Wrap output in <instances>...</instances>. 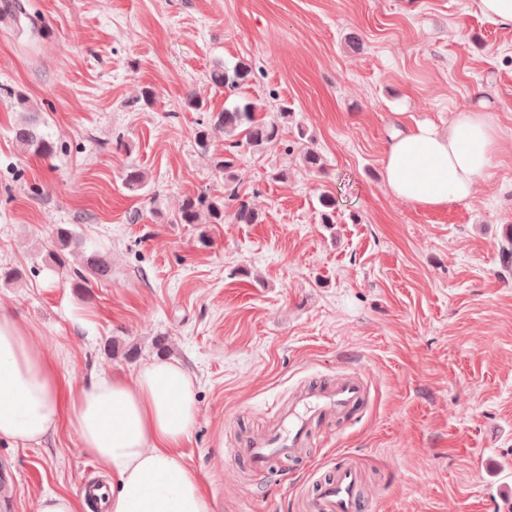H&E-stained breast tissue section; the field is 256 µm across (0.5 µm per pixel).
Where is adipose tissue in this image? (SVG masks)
I'll list each match as a JSON object with an SVG mask.
<instances>
[{"label": "adipose tissue", "instance_id": "1", "mask_svg": "<svg viewBox=\"0 0 512 512\" xmlns=\"http://www.w3.org/2000/svg\"><path fill=\"white\" fill-rule=\"evenodd\" d=\"M500 128L491 113L456 112L446 130L418 125L394 133L383 180L396 198L439 209L471 198L492 166ZM199 416L195 379L167 358L142 362L73 387L44 338L0 308V437L27 447L62 424L82 452L112 477L103 512H212L180 449Z\"/></svg>", "mask_w": 512, "mask_h": 512}]
</instances>
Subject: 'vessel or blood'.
I'll use <instances>...</instances> for the list:
<instances>
[{
	"instance_id": "1",
	"label": "vessel or blood",
	"mask_w": 512,
	"mask_h": 512,
	"mask_svg": "<svg viewBox=\"0 0 512 512\" xmlns=\"http://www.w3.org/2000/svg\"><path fill=\"white\" fill-rule=\"evenodd\" d=\"M365 384L358 375L302 391L288 405L278 407L277 420L269 430L242 439L235 450L250 468L268 471L273 462H285L300 455L307 443L310 427L326 418H343L363 400ZM360 467L350 461L337 463L332 474L317 481L311 495L303 501L305 512H366Z\"/></svg>"
}]
</instances>
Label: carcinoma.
<instances>
[{
    "instance_id": "carcinoma-1",
    "label": "carcinoma",
    "mask_w": 512,
    "mask_h": 512,
    "mask_svg": "<svg viewBox=\"0 0 512 512\" xmlns=\"http://www.w3.org/2000/svg\"><path fill=\"white\" fill-rule=\"evenodd\" d=\"M252 75V66L247 61H240L232 68L218 66L211 71L212 82L218 87L229 90L236 89L248 81ZM257 105L253 102L238 104L217 114L208 113L205 129L197 132V142L202 148L207 146L208 129L214 127L224 130L228 138L229 153H234L240 147H247L255 153L261 152L265 145L276 140L280 135V121L289 117L288 106L279 109V119L265 120L256 116ZM16 140L25 150L41 157L53 153L52 144L39 134L37 119L30 117L16 129ZM216 170L224 174V196H212L201 191L185 198L178 212L176 223L197 224L202 214H207L212 224H222L227 212H232V219L237 224H258L261 216L249 203L240 196L236 188L230 186L232 179L233 160L219 157L215 159ZM56 240L60 250L69 248L82 249L85 246L83 238L74 230L66 227L56 229ZM86 272H74L75 287H88V276L103 279L108 276L109 269L104 260L96 253L86 257Z\"/></svg>"
}]
</instances>
